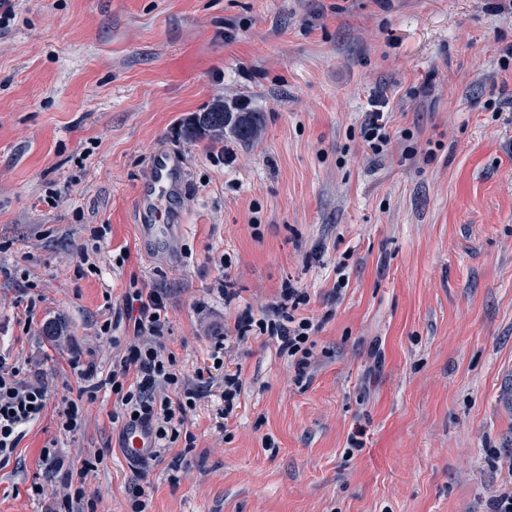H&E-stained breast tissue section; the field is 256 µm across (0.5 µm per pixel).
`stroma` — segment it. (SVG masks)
<instances>
[{
  "label": "stroma",
  "instance_id": "1",
  "mask_svg": "<svg viewBox=\"0 0 512 512\" xmlns=\"http://www.w3.org/2000/svg\"><path fill=\"white\" fill-rule=\"evenodd\" d=\"M511 43L496 0H19L0 32V356L52 391L0 462V512H48L29 489L60 484L51 439L65 466L100 457L85 492L102 512H131L139 485L149 512H489L512 488ZM223 104L253 113L251 142L187 136ZM376 115L381 154L360 133ZM162 151L185 189L148 255L135 216ZM134 279L165 294L199 392L193 447L139 473L115 395L77 433L58 417L70 359L104 375L123 354ZM288 280L319 325L307 378L257 335L211 370L213 330Z\"/></svg>",
  "mask_w": 512,
  "mask_h": 512
}]
</instances>
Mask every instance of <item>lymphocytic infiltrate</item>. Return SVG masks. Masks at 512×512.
<instances>
[{
    "label": "lymphocytic infiltrate",
    "instance_id": "f902f5d3",
    "mask_svg": "<svg viewBox=\"0 0 512 512\" xmlns=\"http://www.w3.org/2000/svg\"><path fill=\"white\" fill-rule=\"evenodd\" d=\"M304 297L294 287L284 288L278 302L257 320L247 318L235 326L237 340H245L252 329L269 334L276 340L282 354L295 367L296 380H303L310 366L312 338L316 324L297 310ZM167 302L164 293L148 290L138 282H130L123 297V314L133 324V333L125 341L124 353L113 362L107 375H99L94 363L78 359L69 363L80 386L75 399L66 402L59 411L60 427L65 432L78 431L84 421L87 405L95 403L101 389L116 395L114 418L126 427L139 426L152 435L156 446L147 452L148 458L159 456V443L185 439L189 403L195 394L182 388L172 367L174 356L163 342L167 324ZM181 391V398H171V391ZM48 403V387L41 375L0 357V458L9 459L25 435L28 424L44 414ZM98 458H86L76 472L66 473L63 495L57 498L52 512H97V503L85 500L82 483L93 476Z\"/></svg>",
    "mask_w": 512,
    "mask_h": 512
}]
</instances>
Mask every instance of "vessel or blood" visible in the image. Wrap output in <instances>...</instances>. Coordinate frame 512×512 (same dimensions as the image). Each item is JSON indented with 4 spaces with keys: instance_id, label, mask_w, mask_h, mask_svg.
<instances>
[{
    "instance_id": "obj_1",
    "label": "vessel or blood",
    "mask_w": 512,
    "mask_h": 512,
    "mask_svg": "<svg viewBox=\"0 0 512 512\" xmlns=\"http://www.w3.org/2000/svg\"><path fill=\"white\" fill-rule=\"evenodd\" d=\"M181 176V162L177 157L167 153L154 156L145 187L155 198L156 203L144 214L142 238L155 239L158 230L168 228L170 217L165 203L179 193L182 185ZM151 446V438L144 428L129 429L124 436V448L128 455L142 454Z\"/></svg>"
}]
</instances>
